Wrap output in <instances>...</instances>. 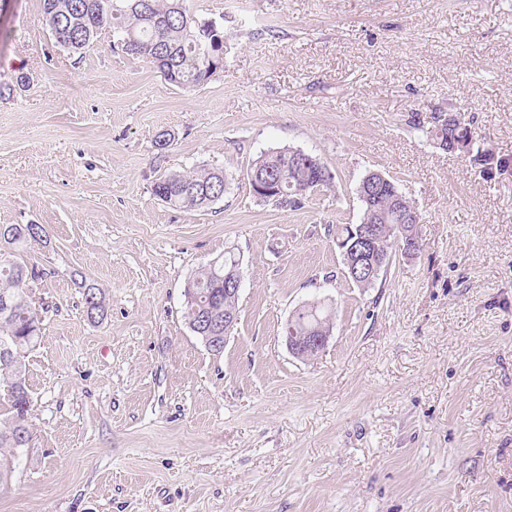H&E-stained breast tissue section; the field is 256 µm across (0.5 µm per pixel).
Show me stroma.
<instances>
[{
    "label": "stroma",
    "instance_id": "1",
    "mask_svg": "<svg viewBox=\"0 0 512 512\" xmlns=\"http://www.w3.org/2000/svg\"><path fill=\"white\" fill-rule=\"evenodd\" d=\"M187 5L222 19L224 66L182 90L110 30L74 54L43 0H0V225L50 236L19 255L41 336L0 512H512V172L426 136L461 108L476 149L512 157V0ZM284 147L331 187L257 200L252 161ZM195 167L224 170L223 201L154 196ZM373 170L415 200L421 247L360 288L334 231L359 223ZM229 250L240 314L214 355L183 291ZM314 301L333 330L302 360L284 328ZM84 313L90 322L100 321L106 312V299L103 291L96 287L95 284H84Z\"/></svg>",
    "mask_w": 512,
    "mask_h": 512
}]
</instances>
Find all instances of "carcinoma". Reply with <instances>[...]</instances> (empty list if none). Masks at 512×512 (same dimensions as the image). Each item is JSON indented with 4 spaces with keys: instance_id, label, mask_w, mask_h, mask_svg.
Segmentation results:
<instances>
[{
    "instance_id": "1",
    "label": "carcinoma",
    "mask_w": 512,
    "mask_h": 512,
    "mask_svg": "<svg viewBox=\"0 0 512 512\" xmlns=\"http://www.w3.org/2000/svg\"><path fill=\"white\" fill-rule=\"evenodd\" d=\"M43 8L46 26L57 45L79 53L109 28L126 54L149 62L165 82L178 88L204 84L215 74L211 63L222 61L224 29L213 37L209 52L199 50L195 44V17L189 14L184 0H43ZM218 174L209 168L169 174L154 183L153 194L173 207L209 208L224 199L228 185V180L219 179ZM250 174L277 183L279 191L271 202L282 207L299 204L323 189L317 184V168L292 162L286 148L260 154L251 164ZM361 204V219L387 217L376 241V252L383 255V265L387 266L397 251L399 237L412 228L398 219V211L414 207V201L397 185L386 183ZM31 241L48 243L45 228L11 241L0 239V246L8 247V260L0 258V298L4 296L14 303V308L0 310V355L12 357L8 362L0 359V384L6 387L8 400L6 419L0 424V484L7 482L13 472L8 453L31 441V397L24 379L23 358L39 340V321L27 284L36 273L16 257V251ZM237 261L234 252L226 251L219 262L193 276L194 297L184 305L185 322L206 318L213 325L211 335H224V315L239 313V297L224 294V275ZM83 288L87 319L102 320L106 312L103 291L94 284L85 283ZM291 325L297 336L306 335L316 325L325 333L333 328L331 313L324 304L315 310L299 311Z\"/></svg>"
}]
</instances>
